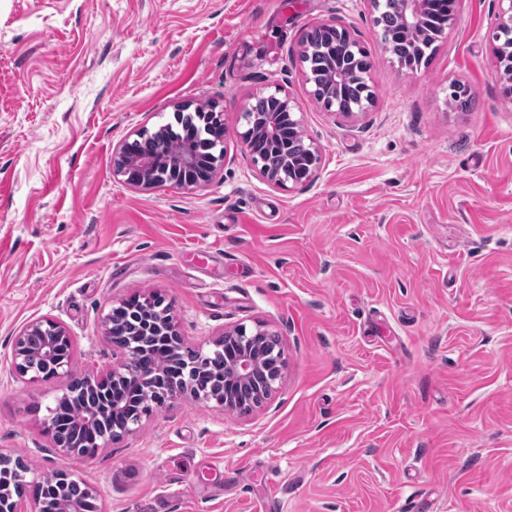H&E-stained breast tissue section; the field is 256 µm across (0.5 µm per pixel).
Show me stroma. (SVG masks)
<instances>
[{
    "instance_id": "1",
    "label": "stroma",
    "mask_w": 512,
    "mask_h": 512,
    "mask_svg": "<svg viewBox=\"0 0 512 512\" xmlns=\"http://www.w3.org/2000/svg\"><path fill=\"white\" fill-rule=\"evenodd\" d=\"M500 0H463L430 60L385 50L367 0H0V452L82 479L100 512H512V101L491 53ZM320 22L367 50L362 113L324 110L298 49ZM477 97L456 110L448 86ZM281 88L320 151L303 185L242 152L243 108ZM216 106L224 161L193 190L113 173L139 132ZM165 295L183 341L282 338L246 414L182 397L94 457L48 406L104 378L113 304ZM73 354L12 367L36 321ZM40 333L44 336H48L47 343L44 347V352L47 355H52L56 353L57 348L63 346L67 347L68 350L71 351L73 348L72 337L69 336L66 328L61 324L54 322L52 320H44L37 321L30 324L23 333L17 337L15 341L14 347V363L13 366L17 373L23 375V370L20 367V359L24 356L21 349H23V345L21 344V340L26 333ZM39 335H31L25 337V357H24V366L29 373L37 374L41 378H49L51 371L48 369V364L45 357L39 354V347L43 344L45 337ZM26 375H23L24 377Z\"/></svg>"
}]
</instances>
